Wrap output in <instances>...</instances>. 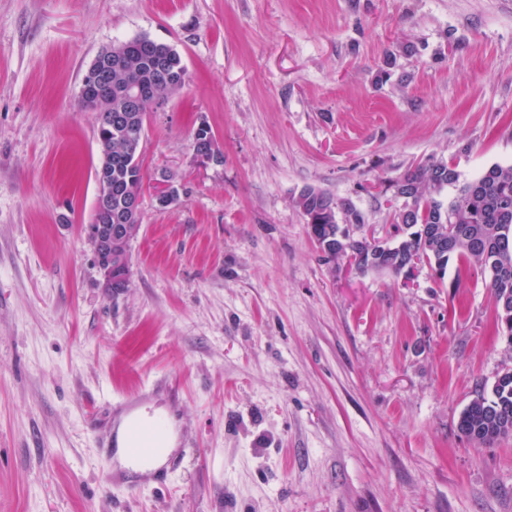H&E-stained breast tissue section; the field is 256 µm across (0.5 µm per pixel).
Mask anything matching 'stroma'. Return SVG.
I'll use <instances>...</instances> for the list:
<instances>
[{
    "instance_id": "1",
    "label": "stroma",
    "mask_w": 512,
    "mask_h": 512,
    "mask_svg": "<svg viewBox=\"0 0 512 512\" xmlns=\"http://www.w3.org/2000/svg\"><path fill=\"white\" fill-rule=\"evenodd\" d=\"M139 37L189 79L148 112L111 294L78 95ZM202 121L221 162L192 158ZM431 159L512 165V0H0V512H512V436L457 429L512 367L487 273L324 263L296 204L333 194L384 239L380 184ZM142 408L186 455L132 494L99 439Z\"/></svg>"
}]
</instances>
